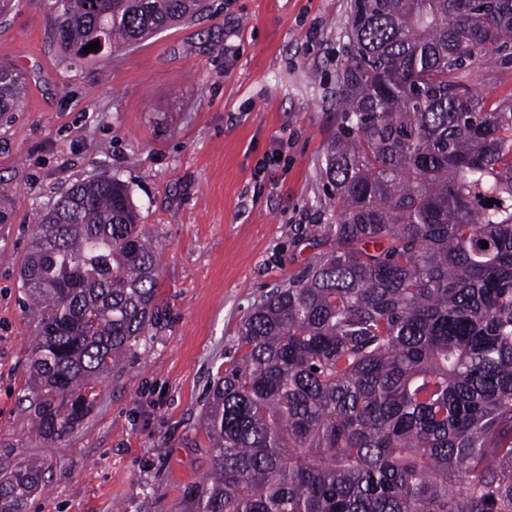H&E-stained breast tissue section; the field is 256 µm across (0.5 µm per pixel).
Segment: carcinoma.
<instances>
[{"label":"carcinoma","instance_id":"obj_1","mask_svg":"<svg viewBox=\"0 0 512 512\" xmlns=\"http://www.w3.org/2000/svg\"><path fill=\"white\" fill-rule=\"evenodd\" d=\"M206 8L53 0L49 23L79 56ZM350 15L321 161L328 248L244 320L209 391L215 463L187 512H512V100L462 75L509 57L512 0H351ZM24 88L1 64L0 114ZM140 220L115 175L71 184L38 217L26 401L47 440L91 412L160 319ZM42 479L28 463L0 480V512H22Z\"/></svg>","mask_w":512,"mask_h":512}]
</instances>
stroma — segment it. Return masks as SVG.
Segmentation results:
<instances>
[{
  "label": "stroma",
  "instance_id": "1",
  "mask_svg": "<svg viewBox=\"0 0 512 512\" xmlns=\"http://www.w3.org/2000/svg\"><path fill=\"white\" fill-rule=\"evenodd\" d=\"M201 16L133 47L63 57L52 0L0 14V63L25 79L0 115V478L37 458L23 512H184L212 468L209 390L237 355L254 305L323 249V154L337 129L336 72L350 0H208ZM465 81L512 100V64ZM286 159L264 176L267 152ZM125 181L159 256L163 317L106 379L92 412L58 442L32 425L30 339L20 279L38 215L66 187Z\"/></svg>",
  "mask_w": 512,
  "mask_h": 512
}]
</instances>
